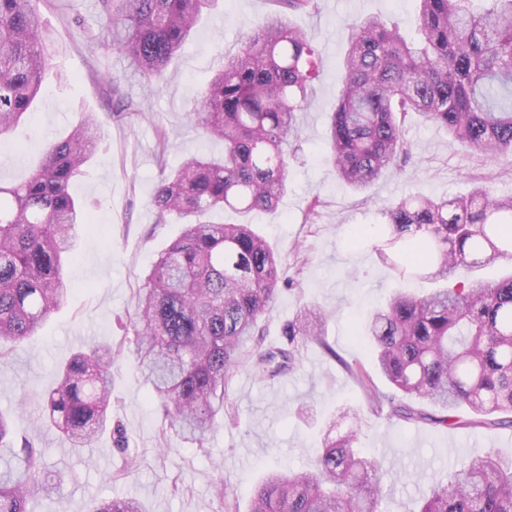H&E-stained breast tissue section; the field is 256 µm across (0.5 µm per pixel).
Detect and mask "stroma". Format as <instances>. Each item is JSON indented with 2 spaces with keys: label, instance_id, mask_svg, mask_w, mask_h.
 Returning a JSON list of instances; mask_svg holds the SVG:
<instances>
[{
  "label": "stroma",
  "instance_id": "35a3bbf8",
  "mask_svg": "<svg viewBox=\"0 0 512 512\" xmlns=\"http://www.w3.org/2000/svg\"><path fill=\"white\" fill-rule=\"evenodd\" d=\"M319 11L294 13L292 23L311 34L321 77L309 88L298 116L301 148L289 164L288 189L277 209L250 221L285 260L295 282L279 291L265 315V345L283 341V329L306 304L329 315L325 339L336 350L329 358L313 344L301 350L300 366L274 382H257L240 368L226 390L233 420L224 421L204 445L172 438L159 451L163 420L150 400L134 361L129 318L145 275L182 231L181 224H159L150 206L162 168H175L193 154L220 156L224 144L204 138L187 120L197 92L209 82L222 54L237 49L242 34L267 14L271 0H219L203 14L191 40L170 62L161 88L126 84L145 99L142 115L119 123L112 118L107 76L128 63L108 50L98 0H40L39 11L64 50L52 61L30 121L0 146V182L27 178L41 145L63 136L84 113H97L102 148L71 185V194L93 204L97 222L78 231L75 257L65 268L68 301L44 323L39 335L0 361V413L11 434L42 447L49 467L67 472L57 500H35L32 512H91L96 502L116 497L140 499L148 512H225L214 482L223 479L239 512H248L254 485L282 465L292 471L314 468L330 417L357 412L361 450L386 472L384 512L419 506L436 479L460 468L478 449L512 458V427L449 429L428 422L406 423L364 407V393L346 371L358 364L381 390L389 384L376 366L366 340L353 327L363 312L396 286L392 270L376 247L388 233L382 204L408 195L452 198L475 184L489 183L500 195L512 194V157L489 162L464 156L448 134L420 116L405 127L412 163L406 173L388 171L369 196L340 182L324 160L330 115L341 86L338 62L346 47L343 23L378 15L411 32L415 0H320ZM169 147L160 150L159 130ZM321 206L315 223L306 220L313 199ZM98 343L120 354L112 363V430L95 447L72 453L68 443L42 423V395L55 383L57 368L71 355ZM481 448H474L473 440ZM141 459L132 475H121V445Z\"/></svg>",
  "mask_w": 512,
  "mask_h": 512
}]
</instances>
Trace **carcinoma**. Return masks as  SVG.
Wrapping results in <instances>:
<instances>
[{"label": "carcinoma", "mask_w": 512, "mask_h": 512, "mask_svg": "<svg viewBox=\"0 0 512 512\" xmlns=\"http://www.w3.org/2000/svg\"><path fill=\"white\" fill-rule=\"evenodd\" d=\"M40 0H0V141L38 97L52 56L60 52L39 13ZM239 49L222 57L188 118L224 141V155H200L161 171L150 201L156 223L175 216L184 231L158 256L136 292L130 326L138 369L162 410L168 434L203 444L224 417V392L248 364L261 381L291 372L299 347L325 340L327 314L300 309L284 331L287 345L263 347L262 317L276 298L284 269L249 222L214 223L212 212L271 211L286 189L290 157L300 148L297 113L320 76L308 36L289 15L315 12L320 0H273ZM416 36L379 16L347 26L342 90L332 112L327 161L339 180L360 192L387 169L411 159L404 137L417 113L448 131L464 151L495 162L512 155V0H416ZM111 35L107 48L130 72L112 77V118L141 114L123 91L134 77L152 87L217 0H99ZM99 117L89 112L63 138L42 149L41 165L14 185L0 184V360L65 304L63 264L74 258L76 229L95 214L75 199L70 182L100 150ZM389 235L377 248L399 280L437 284L423 296L395 290L360 322L391 385L343 363L374 414L454 429L512 427V273L489 282L454 281L475 258L512 256V194L484 185L465 196H412L383 210ZM100 345L77 352L43 397L42 420L79 454L107 424L112 360ZM426 401L430 415L413 406ZM465 407L470 416L458 415ZM352 426L325 439L315 468L269 473L254 487L249 512H379L382 465L357 451ZM43 451L9 440L0 414V512H27L28 499L58 493L61 469L43 466ZM93 512H146L114 498ZM417 512H512V462L478 455L435 481Z\"/></svg>", "instance_id": "1"}]
</instances>
